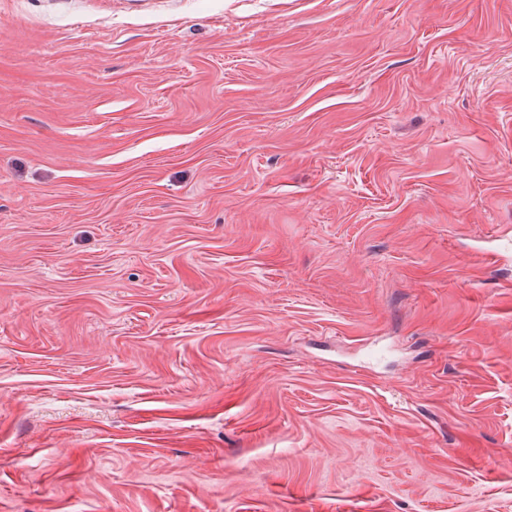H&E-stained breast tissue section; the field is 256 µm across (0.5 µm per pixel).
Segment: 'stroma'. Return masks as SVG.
<instances>
[{
	"mask_svg": "<svg viewBox=\"0 0 512 512\" xmlns=\"http://www.w3.org/2000/svg\"><path fill=\"white\" fill-rule=\"evenodd\" d=\"M0 512H512V0H0Z\"/></svg>",
	"mask_w": 512,
	"mask_h": 512,
	"instance_id": "stroma-1",
	"label": "stroma"
}]
</instances>
